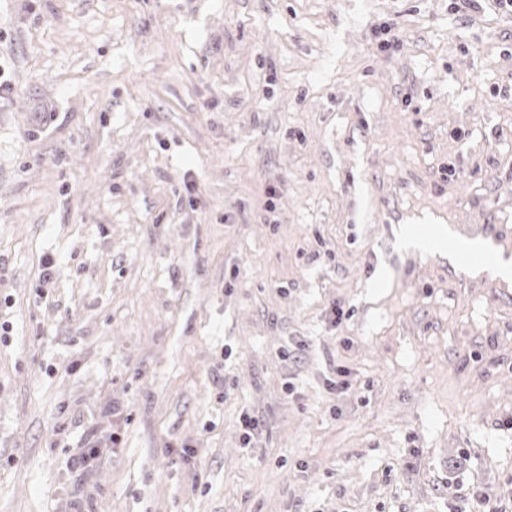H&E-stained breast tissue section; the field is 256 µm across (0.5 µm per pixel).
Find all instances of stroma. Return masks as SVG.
Instances as JSON below:
<instances>
[{
  "label": "stroma",
  "mask_w": 512,
  "mask_h": 512,
  "mask_svg": "<svg viewBox=\"0 0 512 512\" xmlns=\"http://www.w3.org/2000/svg\"><path fill=\"white\" fill-rule=\"evenodd\" d=\"M0 82V512H512V280L397 241L512 258V13L0 0ZM400 241L406 248L419 249L424 252H435L446 249L448 239L442 229L422 235L415 232L411 227H405L400 231Z\"/></svg>",
  "instance_id": "stroma-1"
}]
</instances>
